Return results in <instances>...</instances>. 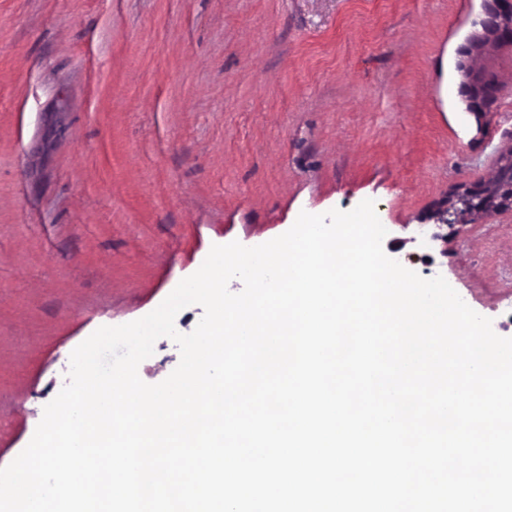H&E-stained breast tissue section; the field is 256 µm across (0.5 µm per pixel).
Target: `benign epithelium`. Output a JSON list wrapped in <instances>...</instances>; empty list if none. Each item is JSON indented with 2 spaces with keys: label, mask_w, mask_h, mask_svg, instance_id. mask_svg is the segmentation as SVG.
<instances>
[{
  "label": "benign epithelium",
  "mask_w": 512,
  "mask_h": 512,
  "mask_svg": "<svg viewBox=\"0 0 512 512\" xmlns=\"http://www.w3.org/2000/svg\"><path fill=\"white\" fill-rule=\"evenodd\" d=\"M484 16L473 25L482 29L483 35L470 41L466 52L481 54L487 50L507 46L512 49V0H483ZM467 81L464 84L468 109L472 112H491L507 92L494 71L472 72L464 65ZM496 172L504 179L475 185H460L450 196L439 213L441 224H467L502 210H512V146L500 153Z\"/></svg>",
  "instance_id": "benign-epithelium-1"
}]
</instances>
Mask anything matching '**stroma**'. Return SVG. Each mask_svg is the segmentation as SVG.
Masks as SVG:
<instances>
[{
	"label": "stroma",
	"instance_id": "35a3bbf8",
	"mask_svg": "<svg viewBox=\"0 0 512 512\" xmlns=\"http://www.w3.org/2000/svg\"><path fill=\"white\" fill-rule=\"evenodd\" d=\"M482 0H0V468L72 351L138 320L212 245L374 200L387 256L443 276L512 338V211L445 226L512 144V96L469 112ZM180 361L159 338L148 384Z\"/></svg>",
	"mask_w": 512,
	"mask_h": 512
}]
</instances>
